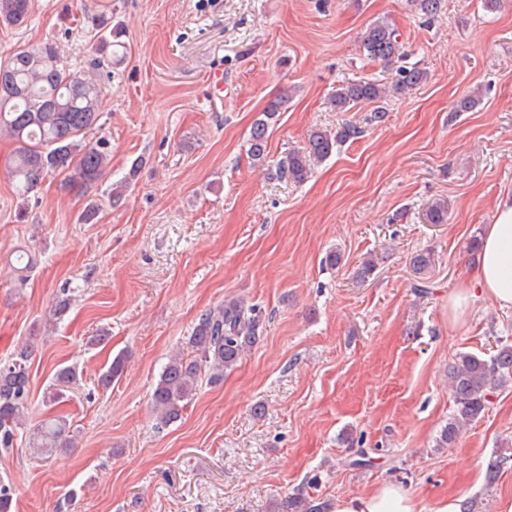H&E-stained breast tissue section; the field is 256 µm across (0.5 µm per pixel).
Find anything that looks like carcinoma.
I'll list each match as a JSON object with an SVG mask.
<instances>
[{
  "mask_svg": "<svg viewBox=\"0 0 512 512\" xmlns=\"http://www.w3.org/2000/svg\"><path fill=\"white\" fill-rule=\"evenodd\" d=\"M30 15V0H0V24L24 25ZM124 30L103 21L98 31L96 57L88 70L73 71L61 63L57 43L47 40L37 45L18 47L7 61L0 63L5 77L0 81V135L16 143L10 177L17 193L29 198L38 194L49 174L63 175L69 191L87 192L105 173L110 162L107 142L87 141V134L98 127L101 118V82L97 74L112 67L115 49L125 47ZM361 49L372 61L398 64L393 91L411 90L424 79L423 71L404 60L402 44L389 22L378 20L367 28ZM287 87L271 99L255 121L248 138V153L254 161L266 158L268 130L277 121L292 98ZM388 96L386 85L377 80L346 81L336 86L333 102L340 112H348L362 103H378ZM359 127L344 123L335 131L316 129L308 139L306 152L290 153L279 162L280 173L296 182H304L311 173V160L324 159L336 146L359 137ZM142 160H135L123 181L112 188V202L122 199L123 192L136 176ZM432 224L448 221V205L438 200L427 210ZM262 315L242 299H230L224 306L202 314L188 337L191 354L174 356L163 367L153 389L150 404L157 427L178 421L191 400L202 372L218 379L235 368L241 356L260 341ZM32 346L17 350L0 363V447H13L24 426L30 401V360ZM124 360L118 355L99 382L108 386L123 371ZM77 370L65 366L56 372L55 388L45 396L52 406L64 398L63 388L77 383ZM512 382V346L505 345L485 358L460 353L448 365V385L453 393L455 410L441 431L437 447L455 442L463 426L477 420L491 408L497 391ZM67 421L54 416L41 423L30 436L29 447L46 456L53 449L73 445ZM15 488L0 479V512H12ZM274 512H328V505L303 493L286 496Z\"/></svg>",
  "mask_w": 512,
  "mask_h": 512,
  "instance_id": "1",
  "label": "carcinoma"
}]
</instances>
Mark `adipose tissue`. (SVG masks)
Here are the masks:
<instances>
[{
  "mask_svg": "<svg viewBox=\"0 0 512 512\" xmlns=\"http://www.w3.org/2000/svg\"><path fill=\"white\" fill-rule=\"evenodd\" d=\"M482 298L512 308V200L502 201L493 223L486 225L479 256L452 298L450 310L453 316H461ZM333 512H416V504L402 487L386 483L360 498L337 501Z\"/></svg>",
  "mask_w": 512,
  "mask_h": 512,
  "instance_id": "ef3b65f1",
  "label": "adipose tissue"
}]
</instances>
